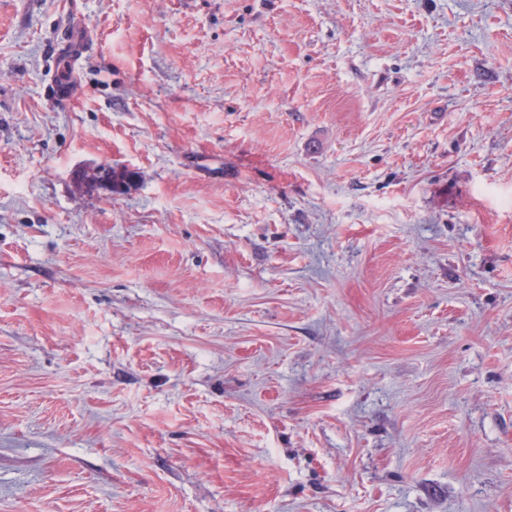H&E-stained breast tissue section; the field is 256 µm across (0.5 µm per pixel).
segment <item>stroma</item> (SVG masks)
Wrapping results in <instances>:
<instances>
[{
	"instance_id": "stroma-1",
	"label": "stroma",
	"mask_w": 512,
	"mask_h": 512,
	"mask_svg": "<svg viewBox=\"0 0 512 512\" xmlns=\"http://www.w3.org/2000/svg\"><path fill=\"white\" fill-rule=\"evenodd\" d=\"M0 512H512V0H0Z\"/></svg>"
}]
</instances>
